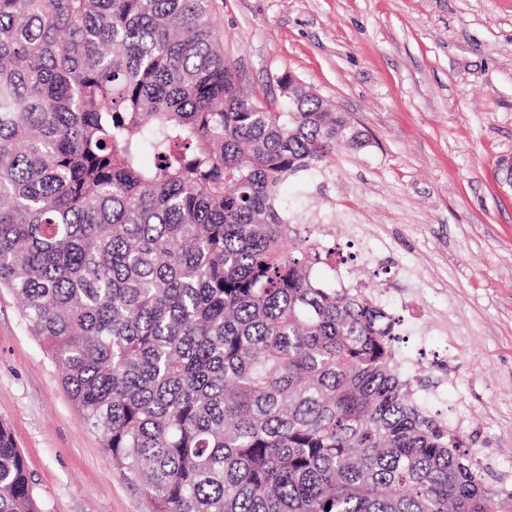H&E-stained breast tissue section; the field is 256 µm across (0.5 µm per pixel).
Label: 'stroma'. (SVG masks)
Listing matches in <instances>:
<instances>
[{"mask_svg": "<svg viewBox=\"0 0 512 512\" xmlns=\"http://www.w3.org/2000/svg\"><path fill=\"white\" fill-rule=\"evenodd\" d=\"M246 86L288 73L368 134L288 183L340 270L401 319L417 398L512 492V0H213ZM0 420L40 512H151L112 467L56 366L0 290Z\"/></svg>", "mask_w": 512, "mask_h": 512, "instance_id": "1", "label": "stroma"}]
</instances>
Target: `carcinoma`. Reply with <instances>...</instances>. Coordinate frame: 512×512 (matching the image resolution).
I'll return each instance as SVG.
<instances>
[{"mask_svg":"<svg viewBox=\"0 0 512 512\" xmlns=\"http://www.w3.org/2000/svg\"><path fill=\"white\" fill-rule=\"evenodd\" d=\"M244 92L209 0H0V287L152 512H512L314 273L284 187L368 136ZM0 512H37L0 422Z\"/></svg>","mask_w":512,"mask_h":512,"instance_id":"carcinoma-1","label":"carcinoma"}]
</instances>
